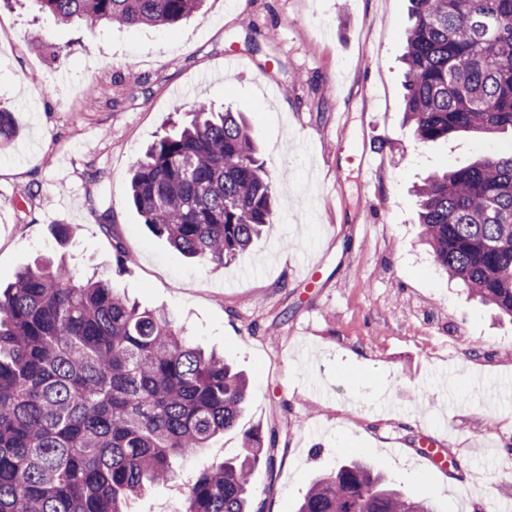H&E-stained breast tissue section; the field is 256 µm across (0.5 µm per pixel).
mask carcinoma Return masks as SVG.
Returning a JSON list of instances; mask_svg holds the SVG:
<instances>
[{
    "instance_id": "obj_1",
    "label": "carcinoma",
    "mask_w": 512,
    "mask_h": 512,
    "mask_svg": "<svg viewBox=\"0 0 512 512\" xmlns=\"http://www.w3.org/2000/svg\"><path fill=\"white\" fill-rule=\"evenodd\" d=\"M57 22L173 25L204 0H36ZM402 56L405 120L427 146L460 131H512V0H409ZM15 136L0 110V147ZM436 263L512 317V143L417 189ZM129 202L191 258L222 263L274 223L271 179L239 112L193 105L137 160ZM246 378L160 310L63 264L26 266L0 289V512H125L234 428ZM275 440L244 434L243 453L206 464L184 512H250V475L275 464ZM297 512H433L367 462L317 479Z\"/></svg>"
}]
</instances>
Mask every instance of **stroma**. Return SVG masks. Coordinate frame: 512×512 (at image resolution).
<instances>
[{
  "label": "stroma",
  "instance_id": "1",
  "mask_svg": "<svg viewBox=\"0 0 512 512\" xmlns=\"http://www.w3.org/2000/svg\"><path fill=\"white\" fill-rule=\"evenodd\" d=\"M409 26L408 0H206L174 26L107 29L0 0V106L17 126L0 152V279L66 259L77 279L167 311L245 373L247 408L206 456L240 453L255 428L274 435V466L251 474L253 512H292L350 458L435 512L512 501V400L498 398L512 397V319L438 270L413 192L512 134L415 142L403 122ZM199 100L245 113L281 216L222 264L186 258L129 202L137 158ZM364 153L377 163L369 182ZM58 224L74 230L63 246ZM447 434L454 475L420 455L423 438ZM197 473L180 462L127 512H183Z\"/></svg>",
  "mask_w": 512,
  "mask_h": 512
}]
</instances>
